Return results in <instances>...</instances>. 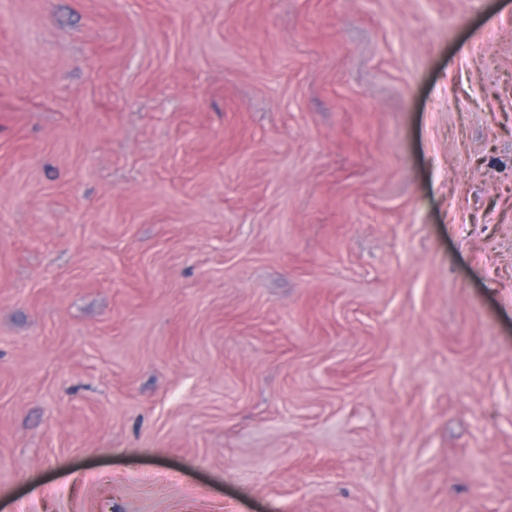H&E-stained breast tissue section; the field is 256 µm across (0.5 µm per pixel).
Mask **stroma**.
I'll list each match as a JSON object with an SVG mask.
<instances>
[{"label": "stroma", "mask_w": 512, "mask_h": 512, "mask_svg": "<svg viewBox=\"0 0 512 512\" xmlns=\"http://www.w3.org/2000/svg\"><path fill=\"white\" fill-rule=\"evenodd\" d=\"M0 512H512V0H0Z\"/></svg>", "instance_id": "obj_1"}]
</instances>
